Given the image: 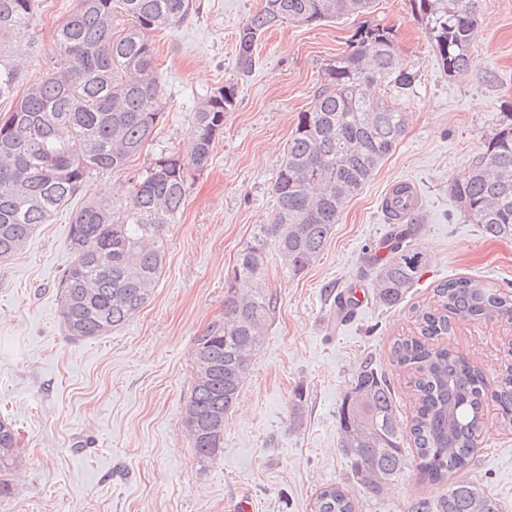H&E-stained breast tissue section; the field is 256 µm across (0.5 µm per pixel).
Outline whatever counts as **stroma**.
Wrapping results in <instances>:
<instances>
[{
  "label": "stroma",
  "mask_w": 512,
  "mask_h": 512,
  "mask_svg": "<svg viewBox=\"0 0 512 512\" xmlns=\"http://www.w3.org/2000/svg\"><path fill=\"white\" fill-rule=\"evenodd\" d=\"M193 3L188 20L152 35L162 117L140 154L126 169L90 174L79 197L0 263V417L13 420L22 448L0 512H234L244 497L252 512H314L330 485L348 489L355 512H410L442 487L419 481L410 467L381 493H365L339 448L338 409L368 363L409 425L413 403L389 359L393 340L415 332L417 310L435 305L441 282L468 277L512 291V239L486 236L448 191L512 112V0H483L475 67L464 77L444 74L410 0H373L364 15L273 27L245 76L236 69L238 28L262 0ZM73 6L44 0L25 80L48 67L51 30ZM367 21L394 29L400 60L417 76L402 102L406 133L346 205L314 265L290 278L269 262L275 315L224 425L223 453L198 461L183 427L194 339L222 317L238 253L272 215L288 141L323 83L324 64L348 50ZM228 82L238 87V106L225 115L208 165L187 169L189 195L148 302L106 335L68 336L57 286L73 261L76 210L87 200L125 205L132 175L161 154H187L195 112ZM399 179L415 180L423 195V223L410 245L426 266L398 306L370 295L340 318L338 294L354 281L373 283L372 257L393 230L381 200ZM448 345L495 379L512 363V320L456 324ZM483 413L490 427L470 476L501 512H512V429L496 425L494 402Z\"/></svg>",
  "instance_id": "1"
}]
</instances>
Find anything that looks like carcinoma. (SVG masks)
I'll use <instances>...</instances> for the list:
<instances>
[{
    "label": "carcinoma",
    "instance_id": "cac0c4a2",
    "mask_svg": "<svg viewBox=\"0 0 512 512\" xmlns=\"http://www.w3.org/2000/svg\"><path fill=\"white\" fill-rule=\"evenodd\" d=\"M443 72L462 77L474 67L473 41L482 0H412ZM192 0H75L53 31L50 67L22 82L9 61L13 43L39 45L38 0H0V260L20 252L40 224L85 187L93 171L124 169L149 141L161 118L152 33L189 17ZM371 0H264L238 29L237 71L255 65L254 50L270 28L312 25L366 14ZM386 86L390 97L371 89ZM415 76L402 69L392 28L368 23L351 50L324 69L312 106L299 113L278 177L276 207L241 249L224 292L223 317L196 337L193 384L184 428L201 462L224 451L228 420L274 313L261 281L268 260L291 278L320 257L346 204L371 180L406 130L399 101L414 93ZM238 103L237 84L213 91L194 115L189 156L160 155L130 178L129 203L88 201L69 230L74 260L58 285L68 335L102 336L129 321L148 301L163 268L165 235L189 193L187 164L207 166L224 115ZM449 191L471 224L492 238H512V113ZM397 232L384 262L373 267V294L392 308L418 281L425 259L404 242L421 223L415 215ZM438 305L420 311L417 335L391 346L393 364L410 375L414 416L409 427L416 469L439 485L461 478L437 499L411 512H499L496 499L466 478L474 440L486 428L491 396L496 424L512 428V367L495 389L474 363L448 350L442 338L454 324L512 317V291L455 278L436 288ZM339 447L361 488L377 494L407 465L403 428L387 380L371 365L356 374L338 412ZM21 462L12 422L0 420V476ZM315 512H355L342 486L322 490Z\"/></svg>",
    "mask_w": 512,
    "mask_h": 512
}]
</instances>
